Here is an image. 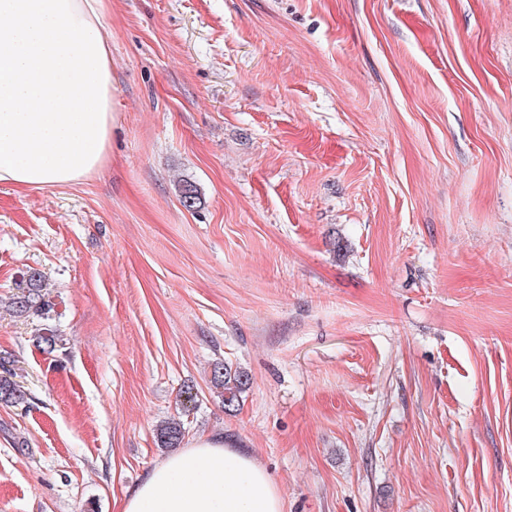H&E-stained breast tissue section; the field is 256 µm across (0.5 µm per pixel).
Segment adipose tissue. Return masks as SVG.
<instances>
[{
  "instance_id": "obj_1",
  "label": "adipose tissue",
  "mask_w": 512,
  "mask_h": 512,
  "mask_svg": "<svg viewBox=\"0 0 512 512\" xmlns=\"http://www.w3.org/2000/svg\"><path fill=\"white\" fill-rule=\"evenodd\" d=\"M105 0H0V184L56 187L99 169L112 120ZM253 453L220 436L166 456L121 512H284Z\"/></svg>"
}]
</instances>
